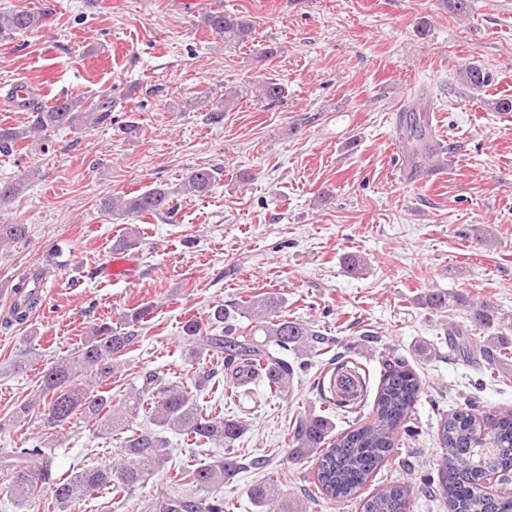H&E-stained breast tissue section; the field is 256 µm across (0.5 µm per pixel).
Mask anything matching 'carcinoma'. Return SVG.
Masks as SVG:
<instances>
[{
    "label": "carcinoma",
    "mask_w": 512,
    "mask_h": 512,
    "mask_svg": "<svg viewBox=\"0 0 512 512\" xmlns=\"http://www.w3.org/2000/svg\"><path fill=\"white\" fill-rule=\"evenodd\" d=\"M44 16L22 6L0 11V42H9L21 33L38 30ZM210 30L229 46L253 40L250 20L221 10L203 18ZM462 82L471 89L487 86L492 75L481 65L470 64L459 71ZM285 94L277 82H265L257 95L261 102L275 103ZM112 98L99 101L80 95H61L49 105L32 103L31 123L25 127H0V154L20 150L19 144L31 135L63 126L78 128L97 125L111 117ZM403 135L412 163L432 160L437 154L427 114L413 108L406 115ZM217 170L190 171L184 190L198 196L209 192ZM29 175L0 183V204L19 197L27 187ZM175 191L157 185L131 196L110 199L104 210L122 220L144 215L171 214ZM23 224H0V246L25 238ZM45 271L30 268L17 277V302L4 322L18 323L42 306L40 288ZM421 304L431 310L462 309L468 325H450L448 350L478 368L483 377H494L500 361L512 356L509 342L501 336V318L487 302L474 303L458 292L430 290ZM285 299L276 294L258 295L249 301L220 304L211 308L207 319L192 316L181 326L185 361L199 367L207 357H224L230 377L239 380L263 375L270 390L285 393L295 372L287 360L268 351L273 344L292 351L299 362L329 352L334 339L307 323L284 315ZM144 304L122 316V327L104 322L92 338L58 358L44 371L32 397L0 418V434L16 432L36 412L40 436L26 439V447L16 448L0 458L9 477V489L17 506L25 512H41L48 501L74 512L97 494L133 498L135 491L156 474L168 470L173 462L164 431L186 435L202 442L229 447L242 434L243 424L234 419L212 418L197 404L189 386L167 381L155 371H144L138 382L124 393L112 394V376L124 365L123 357L139 343L136 326L152 313ZM252 320L250 332L242 335L236 322ZM221 329L211 333V329ZM479 330L486 339L474 335ZM422 393L421 381L408 362L397 355L385 357L383 375L369 413L354 405L348 429L334 433L335 426L323 415L295 418L289 432L288 459L305 462L313 459L312 484L315 496L345 502L361 496V491L391 455L398 435L415 436L414 407ZM491 416L483 408L470 405L454 411L441 422L438 439L444 451V465L437 476L421 480L428 497L448 504V512H512V413L494 415L495 425L484 431L483 421ZM80 419L96 424L100 432L116 438L118 461L103 466H82L65 477L53 471L47 440L70 429ZM241 469L237 455L227 452L206 464L183 465L177 486L159 492L146 505V512H224V499L209 494V489L231 480ZM497 478L499 491L488 492L485 480ZM250 498L258 512H288L281 503L276 485L261 481L252 486ZM363 512H413V493L407 486H391L363 499Z\"/></svg>",
    "instance_id": "obj_1"
}]
</instances>
